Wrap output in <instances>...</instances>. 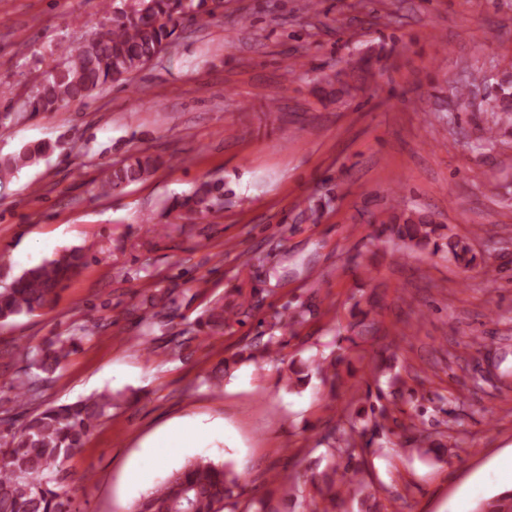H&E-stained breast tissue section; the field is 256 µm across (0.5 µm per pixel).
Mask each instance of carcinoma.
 Returning a JSON list of instances; mask_svg holds the SVG:
<instances>
[{
    "label": "carcinoma",
    "instance_id": "carcinoma-1",
    "mask_svg": "<svg viewBox=\"0 0 512 512\" xmlns=\"http://www.w3.org/2000/svg\"><path fill=\"white\" fill-rule=\"evenodd\" d=\"M224 9V0H122L112 5V20L103 25L96 35L79 47L62 51L61 66L52 69L40 85L36 95L28 101L29 112H55L73 102L88 98L105 85L123 81L156 59L165 48L180 36L184 22L206 24ZM330 90H322L329 97L350 94L352 86L347 74L338 73L327 81ZM58 143L42 141L27 144L10 158L0 161V171L10 172L32 164L40 157L55 151ZM158 161L149 155H131L121 164L112 166L101 181L103 194L109 195L142 180L155 171ZM224 206V184L202 182L187 195L177 197L172 208L190 215L207 216ZM438 225L431 215L416 210H402L393 215L388 230L392 238L407 247L432 248L441 251L436 240ZM446 257L465 266L473 265L468 244L453 236L448 237ZM85 266L84 255L78 249L66 250L56 257L13 273L7 264L0 265V324L22 316L42 313L52 307L66 283L76 277ZM158 298L153 296L143 304L140 315L141 335L138 344L149 349L150 335L157 313ZM255 306L248 297L234 304L220 307L211 313L209 322L214 327L242 324L253 315ZM82 341L80 336H54L39 346H18L21 355L29 359V368L36 369L16 378L11 387L15 397L23 403L41 398L45 378L49 372L64 363ZM281 379L290 389L306 385L308 374L304 368L291 364ZM383 391H378L369 407L358 414L365 426L333 438L331 449L345 447L347 458L356 451V438L367 429L385 430L389 418ZM117 399L104 391L74 403L49 406L35 411L23 427L15 431L8 418H0V512H77L73 496L63 483L65 462L79 453L87 434L102 419L112 416ZM348 492L360 495L362 485L357 471L346 463L341 474ZM241 488L240 476L224 464L207 457H195L173 471L163 482L142 497L134 512H238L235 490ZM320 499L312 500V512H329L336 508V494L332 485L319 491ZM474 512H512V491H499L480 501Z\"/></svg>",
    "mask_w": 512,
    "mask_h": 512
}]
</instances>
